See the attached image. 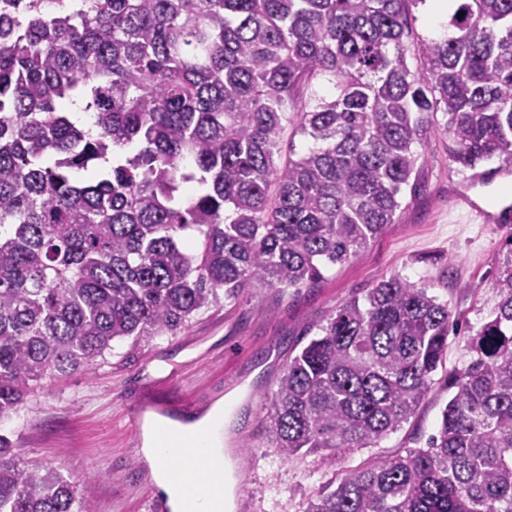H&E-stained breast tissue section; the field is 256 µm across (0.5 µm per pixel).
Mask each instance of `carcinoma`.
<instances>
[{
  "label": "carcinoma",
  "mask_w": 512,
  "mask_h": 512,
  "mask_svg": "<svg viewBox=\"0 0 512 512\" xmlns=\"http://www.w3.org/2000/svg\"><path fill=\"white\" fill-rule=\"evenodd\" d=\"M424 2L0 0V427L116 342L316 286L397 222L431 134L463 169L512 166V0H454L413 71ZM286 133L314 146L296 158ZM431 288L382 278L288 359L266 405L280 458L333 466L402 429L458 325ZM495 288L427 447L332 478L303 512H512V249ZM0 512L94 508L0 432Z\"/></svg>",
  "instance_id": "carcinoma-1"
}]
</instances>
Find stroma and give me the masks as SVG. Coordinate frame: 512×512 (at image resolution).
I'll list each match as a JSON object with an SVG mask.
<instances>
[{"label": "stroma", "mask_w": 512, "mask_h": 512, "mask_svg": "<svg viewBox=\"0 0 512 512\" xmlns=\"http://www.w3.org/2000/svg\"><path fill=\"white\" fill-rule=\"evenodd\" d=\"M451 146L449 136L431 135L418 189L407 196L396 223L359 256L327 270L318 286L294 294L253 289L241 303L201 315L184 333L135 349L119 343L94 373L38 389L14 435L20 458L55 466L87 487L95 512H145L146 490L136 471L141 450L123 428L122 398L138 390L146 372L170 365L184 366L199 394L223 406L224 433L238 440L224 460L233 465L243 496L251 498L252 512H303L334 472L425 447L448 400L446 375L466 364L467 339L495 305L494 279L512 237V226L482 223L458 204L473 171L450 163ZM391 275L433 283L434 294L459 317L431 392L403 429L378 447L346 453L335 468L313 455L282 460L266 445L264 407L284 363L306 331Z\"/></svg>", "instance_id": "35a3bbf8"}]
</instances>
